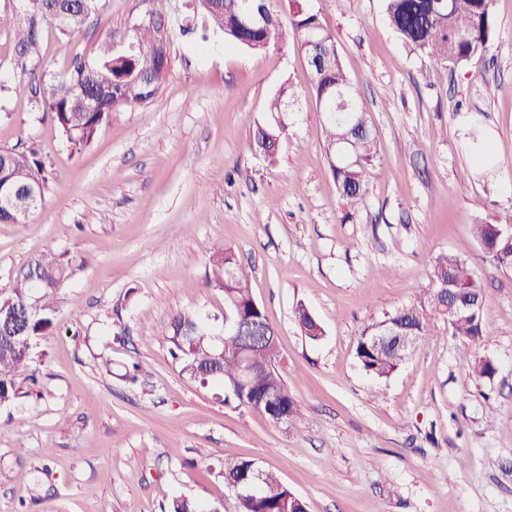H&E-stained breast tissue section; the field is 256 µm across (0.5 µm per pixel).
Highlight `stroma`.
Here are the masks:
<instances>
[{"instance_id": "obj_1", "label": "stroma", "mask_w": 512, "mask_h": 512, "mask_svg": "<svg viewBox=\"0 0 512 512\" xmlns=\"http://www.w3.org/2000/svg\"><path fill=\"white\" fill-rule=\"evenodd\" d=\"M99 27L70 44L47 36V70L93 61L106 29L125 38L141 0H103ZM336 35L368 107L379 160L352 219L332 176L307 60L293 43L228 49L224 36L174 34L169 75L143 106L116 109L72 151L16 88L0 30V148L36 149L48 190L23 224L0 223V283L33 257L63 263L54 333L0 406V512H160L185 497L232 512L225 461L272 470L307 512H512V270H497L472 224L512 207V168L478 165L512 143V0H495L479 61L455 68L411 52L383 0H309ZM296 93L276 164L251 129L283 82ZM233 248L277 332L280 369L302 412L288 428L224 403L181 373L167 328L182 309L215 328L224 291L209 258ZM451 252L480 272L485 333L464 347L435 320L388 378L366 374L367 325L419 305L431 263ZM305 305L325 334L294 319ZM494 360L477 377L463 351ZM140 364L137 383L126 366Z\"/></svg>"}]
</instances>
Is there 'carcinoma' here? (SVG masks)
<instances>
[{
    "instance_id": "1",
    "label": "carcinoma",
    "mask_w": 512,
    "mask_h": 512,
    "mask_svg": "<svg viewBox=\"0 0 512 512\" xmlns=\"http://www.w3.org/2000/svg\"><path fill=\"white\" fill-rule=\"evenodd\" d=\"M495 0H384L389 24L415 52L435 62L454 67L480 59L493 34V5ZM265 9L263 21L253 19L254 11ZM287 13L294 31V42L310 57L316 46L308 41L313 35L325 42L330 57L325 67L312 73L313 91L325 114V142L333 157L332 171L346 215L357 210L367 194L365 174L378 159L376 139L370 113L358 89L346 76L339 59L336 37L323 21L320 12L300 9L293 0H212L211 6L198 10L185 9L180 30L199 15L224 34V41L251 51H264L284 43L286 34L281 16ZM101 22L99 0H74L66 27H55L61 39ZM52 26L44 14L35 11L20 15L13 9L0 10V29L13 33L15 54L13 68L20 88L48 84L41 96L32 100L33 109L50 116L62 136L80 150L96 137L100 128L117 107H140L158 91L169 69L156 66L147 77L140 76L143 68L158 57L157 35L152 27L144 26L136 34V51L126 57L113 52L115 35L107 30L97 58L89 63L74 58L59 78L46 79L42 67V43L46 28ZM347 93L350 109L336 111L339 92ZM294 96L292 86L285 82L272 95L265 112L279 115L285 101ZM288 137V127L278 128L272 122H257L252 132L251 148L271 164L277 162L279 144L269 138ZM0 161L11 180L47 188L48 177L44 161L32 149H6ZM512 226V210L498 213L494 221L472 225V234L482 250L490 257L495 269H512V242L507 229ZM215 284L224 289V304L229 316L242 311L248 316L266 318L264 309L253 299L249 287L250 274L231 248L215 251L210 257ZM68 279L67 268L55 261L36 259L23 268L9 283L0 285V297L15 304L27 300L39 291L40 316L31 318L24 309L0 337V405L17 396L16 378L30 370L32 351L37 338L55 330L50 317L55 293ZM433 288L427 297L428 309L448 317V296L443 287L463 289L472 296L483 295L480 279L468 262L454 253L435 257L432 265ZM426 309V310H428ZM421 308H403L395 313L399 322L414 328L413 335L424 337L431 331V322ZM300 329L316 341L323 328L303 305L294 311ZM454 335L473 344L484 335L482 310L470 316H458L451 323ZM171 357L181 366V372L193 379L206 381L216 377L230 383L239 376L240 360L235 337L224 335V354L216 356L212 331L193 309L176 312L170 321ZM356 355L362 369L377 378L390 376L403 360L385 350L368 349L358 342ZM278 349L253 354L256 365L247 387L228 388L224 403H235L254 411H268L262 402L269 392L280 395V405L288 413V425L301 419V411L290 396L288 386L278 369H266L264 364L278 361ZM258 465L253 460L224 461V481H248ZM236 512H306V503L283 484L271 471H263V480L247 499L237 502Z\"/></svg>"
}]
</instances>
